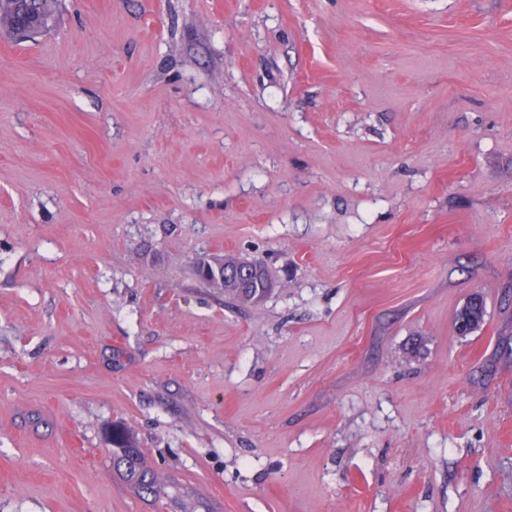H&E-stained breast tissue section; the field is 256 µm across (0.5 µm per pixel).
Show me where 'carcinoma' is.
<instances>
[{
    "instance_id": "carcinoma-1",
    "label": "carcinoma",
    "mask_w": 512,
    "mask_h": 512,
    "mask_svg": "<svg viewBox=\"0 0 512 512\" xmlns=\"http://www.w3.org/2000/svg\"><path fill=\"white\" fill-rule=\"evenodd\" d=\"M18 0H0V32L10 35L23 23L24 15L14 6ZM57 0H31L30 10L44 26L54 19ZM224 268H250L252 273L245 278H224V299L241 304L264 301L273 291L274 283L266 268L259 262L244 259L231 252L224 253ZM108 443L112 447V464L119 478L139 493L161 499L169 495L170 481L153 466L151 460L139 448L135 435L121 425L108 432Z\"/></svg>"
}]
</instances>
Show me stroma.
<instances>
[{"mask_svg":"<svg viewBox=\"0 0 512 512\" xmlns=\"http://www.w3.org/2000/svg\"><path fill=\"white\" fill-rule=\"evenodd\" d=\"M223 252L279 290L225 306ZM0 512H512V0H58L0 37ZM108 443L112 447L113 467L124 483L155 499L169 495L170 481L155 469L130 430L121 425L112 426L108 432Z\"/></svg>","mask_w":512,"mask_h":512,"instance_id":"1","label":"stroma"}]
</instances>
